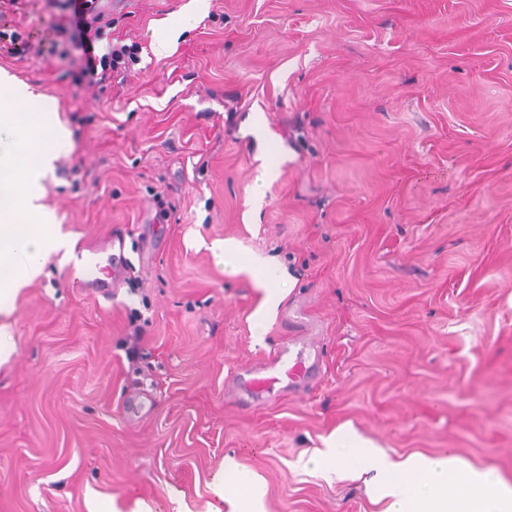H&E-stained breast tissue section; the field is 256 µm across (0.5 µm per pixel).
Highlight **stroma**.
<instances>
[{
    "instance_id": "obj_1",
    "label": "stroma",
    "mask_w": 512,
    "mask_h": 512,
    "mask_svg": "<svg viewBox=\"0 0 512 512\" xmlns=\"http://www.w3.org/2000/svg\"><path fill=\"white\" fill-rule=\"evenodd\" d=\"M186 2L111 9L142 52L96 98L74 101L71 60L0 53L69 133L54 232L123 228L138 278L89 295L62 250L0 315V512H207L228 457L256 512H381L373 472L305 465L344 424L512 483V0H208L156 57ZM224 237L295 281L263 338ZM296 336L310 384L241 403L237 372ZM207 1L195 0L181 7L171 15L168 32L158 31L152 35V49L156 56L161 57L173 50L177 34L183 23L189 21L192 15L202 12L206 8Z\"/></svg>"
}]
</instances>
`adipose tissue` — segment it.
<instances>
[{
	"mask_svg": "<svg viewBox=\"0 0 512 512\" xmlns=\"http://www.w3.org/2000/svg\"><path fill=\"white\" fill-rule=\"evenodd\" d=\"M209 249L225 273L254 275L264 291L262 307L253 316L256 336H263L268 313L278 307L295 286L281 268L245 252L231 238L214 239ZM324 453L311 459L312 467L371 471L382 512H512V484L489 481L486 471L467 465L457 455L428 457L414 454L400 462L385 461L375 447L352 428L339 427L325 441Z\"/></svg>",
	"mask_w": 512,
	"mask_h": 512,
	"instance_id": "ef3b65f1",
	"label": "adipose tissue"
}]
</instances>
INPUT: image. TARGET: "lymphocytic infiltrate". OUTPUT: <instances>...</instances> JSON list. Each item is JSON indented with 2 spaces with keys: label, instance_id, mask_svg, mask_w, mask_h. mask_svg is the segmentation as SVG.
Segmentation results:
<instances>
[{
  "label": "lymphocytic infiltrate",
  "instance_id": "1",
  "mask_svg": "<svg viewBox=\"0 0 512 512\" xmlns=\"http://www.w3.org/2000/svg\"><path fill=\"white\" fill-rule=\"evenodd\" d=\"M6 4L18 20L0 27V52L19 60L37 57L49 63L77 54L79 69L73 84L79 90L107 88L140 59L141 45L113 36L112 20L98 0H45L47 7H59L60 12L48 37L42 39L24 22L29 0H6Z\"/></svg>",
  "mask_w": 512,
  "mask_h": 512
}]
</instances>
